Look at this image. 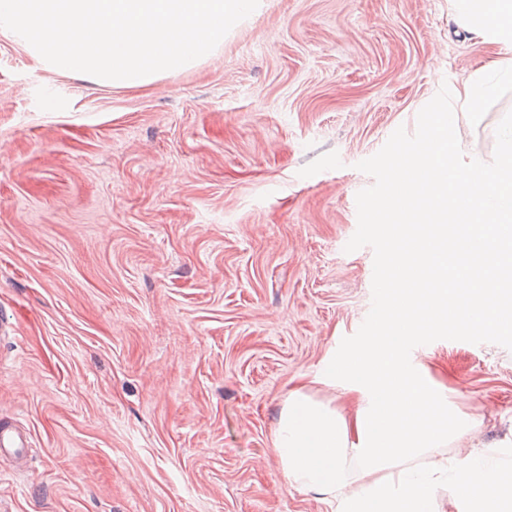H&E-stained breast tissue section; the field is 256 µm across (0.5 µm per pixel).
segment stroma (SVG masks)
<instances>
[{
    "instance_id": "35a3bbf8",
    "label": "stroma",
    "mask_w": 512,
    "mask_h": 512,
    "mask_svg": "<svg viewBox=\"0 0 512 512\" xmlns=\"http://www.w3.org/2000/svg\"><path fill=\"white\" fill-rule=\"evenodd\" d=\"M450 0H263L223 48L141 88L55 73L0 34V512H333L272 450L294 385L325 382L372 303L346 251L358 162L499 58ZM512 94L465 157L491 162ZM471 422L447 446L512 445V351L438 340L417 359ZM29 440L26 434L0 427V467L11 466L16 459L27 451Z\"/></svg>"
}]
</instances>
